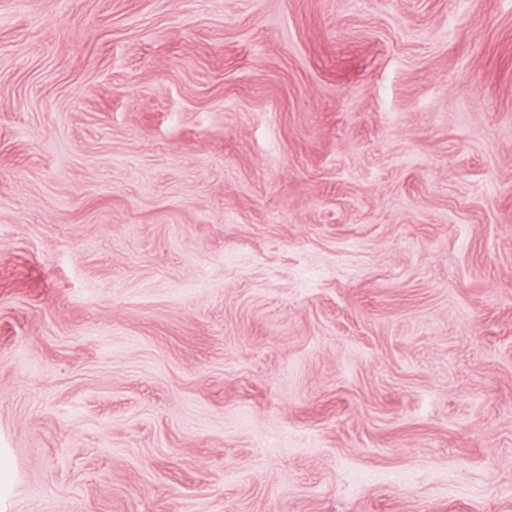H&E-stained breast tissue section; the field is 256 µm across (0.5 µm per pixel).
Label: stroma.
<instances>
[{"mask_svg": "<svg viewBox=\"0 0 512 512\" xmlns=\"http://www.w3.org/2000/svg\"><path fill=\"white\" fill-rule=\"evenodd\" d=\"M8 512H512V0H0Z\"/></svg>", "mask_w": 512, "mask_h": 512, "instance_id": "obj_1", "label": "stroma"}]
</instances>
